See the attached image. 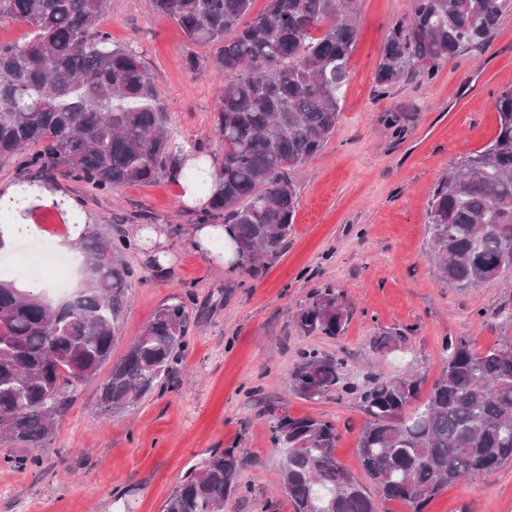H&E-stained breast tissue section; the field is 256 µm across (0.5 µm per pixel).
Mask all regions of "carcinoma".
I'll list each match as a JSON object with an SVG mask.
<instances>
[{
    "label": "carcinoma",
    "mask_w": 512,
    "mask_h": 512,
    "mask_svg": "<svg viewBox=\"0 0 512 512\" xmlns=\"http://www.w3.org/2000/svg\"><path fill=\"white\" fill-rule=\"evenodd\" d=\"M175 21L195 50L192 73L220 45L216 66L228 80L217 92L209 204L197 223L219 220L237 264L253 273L282 249L298 209L292 174L324 148L336 128L347 65L357 38L356 0H267L247 23L253 0H149ZM109 0H0V21L31 29L22 46H0V161L36 179L57 176L110 192L132 183L176 179L183 149L134 45H116L99 27ZM512 0H412L387 30L375 74L389 89L410 73L431 80L440 62L485 42ZM496 135L441 175L428 203L429 261L439 279L460 288L493 283L512 271V88L496 98ZM412 112H388L398 130ZM85 280L69 298L17 288L0 279V442L41 448L74 385L112 361V345L134 276L131 241H106L85 228L79 242ZM350 316L344 296L313 292L295 313L306 336H337ZM190 315L182 301L157 310L121 361L100 380V406L125 410L171 373L187 348ZM406 338L384 332L373 348L396 350ZM512 340L481 349L473 339L445 343L444 365L426 399L425 377H378L359 393L367 420L358 438L364 471L382 500L425 512L444 488L487 477L512 463ZM344 361L304 353L291 390L321 401L345 390ZM273 449L284 456L282 486L293 512H377L372 494L336 459V425L288 410L270 411ZM241 458L216 452L190 469L162 512H224L238 489Z\"/></svg>",
    "instance_id": "obj_1"
}]
</instances>
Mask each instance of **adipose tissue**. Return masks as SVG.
I'll return each instance as SVG.
<instances>
[{
    "instance_id": "ef3b65f1",
    "label": "adipose tissue",
    "mask_w": 512,
    "mask_h": 512,
    "mask_svg": "<svg viewBox=\"0 0 512 512\" xmlns=\"http://www.w3.org/2000/svg\"><path fill=\"white\" fill-rule=\"evenodd\" d=\"M38 202L58 207L71 217L81 213L76 201L62 192L44 188L26 196L18 186H11L0 193V252L10 250L20 239L40 236L41 228L30 215Z\"/></svg>"
}]
</instances>
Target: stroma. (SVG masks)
I'll return each mask as SVG.
<instances>
[{"mask_svg":"<svg viewBox=\"0 0 512 512\" xmlns=\"http://www.w3.org/2000/svg\"><path fill=\"white\" fill-rule=\"evenodd\" d=\"M358 35L348 63L347 91L336 129L319 155L294 175L295 223L282 251L246 274L217 267L188 240L196 212L168 177L103 193L70 179L55 189L76 199L90 228L115 238L162 225L174 260L155 269L143 250L127 253L138 280L129 294L120 360L163 305L184 301L194 321L186 352L168 380L118 414L103 413L96 381L81 383L67 413L41 448L0 443V512H161L169 493L201 457L240 453L238 492L224 512H293L280 490L281 457L272 447L269 412L288 408L335 424L338 461L367 482L357 455L365 415L355 395L309 402L287 378L302 351L347 361L346 378L410 371L434 381L445 340L460 336L487 348L512 338V273L487 286L439 283L428 260L425 224L437 179L487 144L497 129L493 106L512 87V11L483 44L444 62L434 79L411 74L388 90L375 84L386 31L408 15L411 0H358ZM102 26L113 43L137 40L165 104L175 142L220 149L212 109L214 68L193 74L181 29L156 16L149 0H111ZM410 112L400 132L385 130V113ZM343 292L351 317L338 336H304L296 310L313 291ZM399 332L400 353L373 350L372 340ZM33 458L11 467L7 456ZM427 512H512V463L441 491Z\"/></svg>","mask_w":512,"mask_h":512,"instance_id":"1","label":"stroma"}]
</instances>
